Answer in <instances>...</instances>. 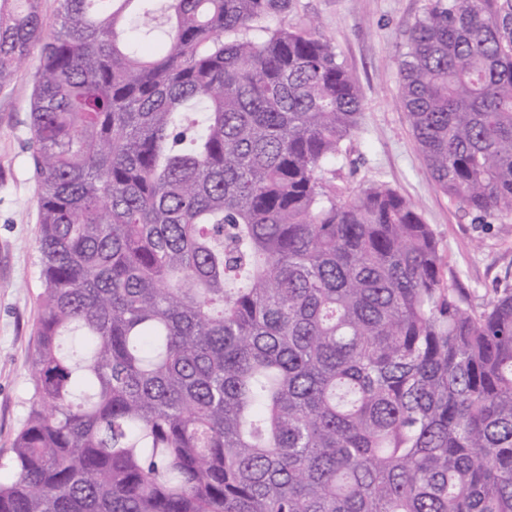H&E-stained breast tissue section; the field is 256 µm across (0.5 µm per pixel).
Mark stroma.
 Instances as JSON below:
<instances>
[{
    "label": "stroma",
    "instance_id": "stroma-1",
    "mask_svg": "<svg viewBox=\"0 0 512 512\" xmlns=\"http://www.w3.org/2000/svg\"><path fill=\"white\" fill-rule=\"evenodd\" d=\"M429 0H291L288 11L250 32L317 23L363 92L361 129L327 180L349 191L389 184L431 224L447 264L475 303L492 284L512 276V215L473 223L440 192L411 134L398 99L397 57L409 28ZM38 53H31L11 85L0 91V462L12 455L30 407L29 367L41 291L38 207L25 139Z\"/></svg>",
    "mask_w": 512,
    "mask_h": 512
}]
</instances>
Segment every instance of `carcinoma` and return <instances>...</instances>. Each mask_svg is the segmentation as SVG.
<instances>
[{"instance_id": "cac0c4a2", "label": "carcinoma", "mask_w": 512, "mask_h": 512, "mask_svg": "<svg viewBox=\"0 0 512 512\" xmlns=\"http://www.w3.org/2000/svg\"><path fill=\"white\" fill-rule=\"evenodd\" d=\"M0 0L35 47L31 405L0 512H512V285L474 304L397 190L324 179L363 98L290 0ZM435 186L512 214V0H430L396 60Z\"/></svg>"}]
</instances>
